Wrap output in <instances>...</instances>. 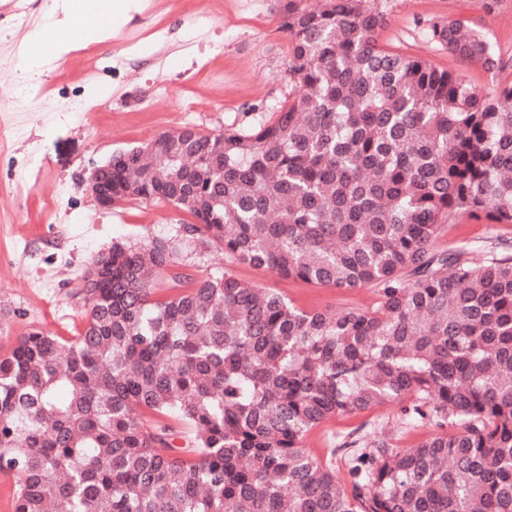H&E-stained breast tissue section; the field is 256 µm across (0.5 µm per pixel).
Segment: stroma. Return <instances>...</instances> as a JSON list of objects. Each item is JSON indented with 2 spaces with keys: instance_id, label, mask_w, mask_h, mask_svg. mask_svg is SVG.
<instances>
[{
  "instance_id": "35a3bbf8",
  "label": "stroma",
  "mask_w": 512,
  "mask_h": 512,
  "mask_svg": "<svg viewBox=\"0 0 512 512\" xmlns=\"http://www.w3.org/2000/svg\"><path fill=\"white\" fill-rule=\"evenodd\" d=\"M44 0H31L27 18L0 28V348L33 330L72 336L86 310L78 293L92 261L116 241L140 242L190 215L151 201L128 200L105 210L88 190L94 170L113 153L160 133L191 126L203 134L248 130L272 118L294 89L290 41L283 23L289 5L314 0H151L148 8L106 43L69 31L76 45L53 70L43 71L56 38L44 26ZM382 45L419 53L459 71L484 91L493 81L481 65L426 47L421 23L432 16L458 20L485 33L512 58V0H388ZM26 49L37 65L18 69ZM109 88L89 97L91 85ZM512 244V226L461 219L436 241ZM205 268H225L243 282L272 288L304 310L369 309L375 288L319 287L235 261L218 248ZM428 425L402 417L399 406L336 417L311 430L305 448L330 460L342 483L352 481L354 452L387 436L393 448L415 446Z\"/></svg>"
}]
</instances>
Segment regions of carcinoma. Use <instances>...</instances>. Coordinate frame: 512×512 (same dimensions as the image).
<instances>
[{"mask_svg": "<svg viewBox=\"0 0 512 512\" xmlns=\"http://www.w3.org/2000/svg\"><path fill=\"white\" fill-rule=\"evenodd\" d=\"M386 21V0L290 6L295 89L272 120L112 155L113 184L195 223L112 243L105 286L103 256L83 276L77 335L34 330L0 353L14 512H512V252L435 248L463 217L512 224V81L483 93L387 49ZM424 37L512 66L457 20ZM192 244L380 302L301 310L186 272ZM397 403L433 429L375 442L349 489L302 448L338 415ZM171 418L191 432L181 451Z\"/></svg>", "mask_w": 512, "mask_h": 512, "instance_id": "obj_1", "label": "carcinoma"}]
</instances>
